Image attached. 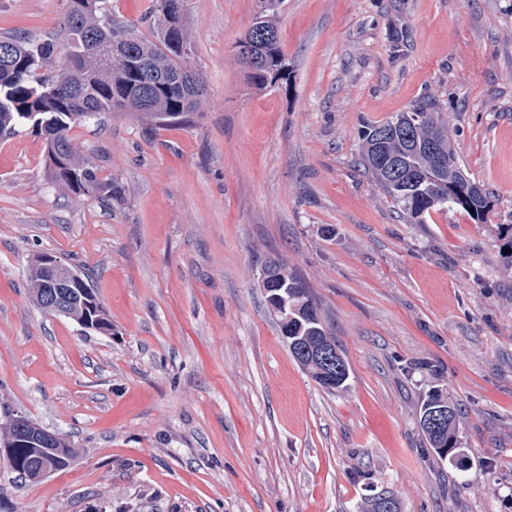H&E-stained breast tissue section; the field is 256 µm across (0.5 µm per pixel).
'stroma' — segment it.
<instances>
[{"mask_svg":"<svg viewBox=\"0 0 512 512\" xmlns=\"http://www.w3.org/2000/svg\"><path fill=\"white\" fill-rule=\"evenodd\" d=\"M261 0H187L206 82L181 127L111 112L79 150L110 206L49 181L45 139L0 141V404L67 436L73 467L0 512H512V0H279L284 77L248 82ZM67 0H0V34L46 38ZM429 97L494 196L407 223L355 163L358 131ZM42 253L83 268L112 320L83 334L26 286ZM306 282L350 367L329 391L293 360L260 288ZM460 411L466 471L428 456L418 410Z\"/></svg>","mask_w":512,"mask_h":512,"instance_id":"obj_1","label":"stroma"}]
</instances>
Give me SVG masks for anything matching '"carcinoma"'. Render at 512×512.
Returning <instances> with one entry per match:
<instances>
[{
  "label": "carcinoma",
  "mask_w": 512,
  "mask_h": 512,
  "mask_svg": "<svg viewBox=\"0 0 512 512\" xmlns=\"http://www.w3.org/2000/svg\"><path fill=\"white\" fill-rule=\"evenodd\" d=\"M273 4L274 0H267L269 9L243 34V39L264 49L262 63L247 75L258 89L282 69ZM149 17L153 18L151 39L112 16L107 0H69L62 42L0 37V139L13 137L24 127L42 135L50 179L74 196H91L107 206L125 196L118 177L77 150L70 136L76 124L118 109L161 123L181 124L203 103V78L188 64L192 39L184 12L171 13L165 0H151ZM109 51L110 65L105 60ZM413 111L424 120L404 122L402 112L362 126L358 166L410 224H424L431 212L455 208L483 222L492 206V193L464 173L448 126L434 103L423 99ZM440 159L463 173V183L448 182L438 165ZM265 267L270 277L261 280L260 287L271 309L279 311L281 300H287L288 316H278L281 336L297 340L298 351L292 357L315 382L327 387L323 365L303 352L318 342L336 345L318 303L287 261L270 259ZM62 284V288L54 287L41 258L34 259L27 287L43 314L68 318L84 332L91 324L98 334L112 333V321L89 276L80 272L78 278H66ZM438 406L448 408V424L437 431L422 427L427 447L437 457L447 455L448 463L463 471L467 456L459 448L456 406L435 390L422 402L419 416ZM35 433H40V425L26 414L7 409L0 417V445L9 446L4 458L12 472L33 482V469L45 460L57 463L61 472L68 470L78 449L68 442L61 448L47 446L38 451L26 444L27 436Z\"/></svg>",
  "instance_id": "cac0c4a2"
}]
</instances>
